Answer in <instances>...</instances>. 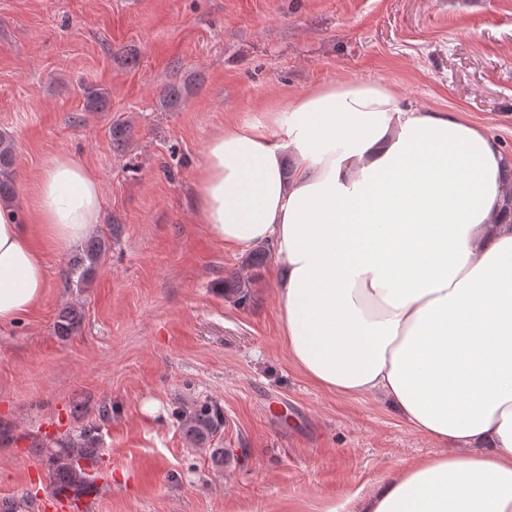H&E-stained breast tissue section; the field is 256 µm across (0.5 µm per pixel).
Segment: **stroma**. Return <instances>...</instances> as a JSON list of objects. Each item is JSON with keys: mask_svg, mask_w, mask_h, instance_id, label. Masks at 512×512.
I'll use <instances>...</instances> for the list:
<instances>
[{"mask_svg": "<svg viewBox=\"0 0 512 512\" xmlns=\"http://www.w3.org/2000/svg\"><path fill=\"white\" fill-rule=\"evenodd\" d=\"M379 80L405 105L459 111L512 157V0H0V135L11 202L33 239L35 185L67 156L103 192L107 249L82 288L80 248L46 251L48 286L0 324V503L51 493L33 438L93 428L97 512H328L405 464L444 453L377 396L321 390L291 362L268 257L240 306L225 278L248 250L207 234L193 185L227 120L319 85ZM107 92L88 109L81 87ZM186 92L173 107L161 95ZM126 128L114 141L113 125ZM79 303L76 333L57 336ZM210 399L224 430L192 449L178 411ZM15 152L12 141L0 136V201L8 203L15 196L13 166ZM82 320L81 307L71 304L64 307L55 322L57 336L68 337L77 332Z\"/></svg>", "mask_w": 512, "mask_h": 512, "instance_id": "obj_1", "label": "stroma"}]
</instances>
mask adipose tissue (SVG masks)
<instances>
[{
	"label": "adipose tissue",
	"mask_w": 512,
	"mask_h": 512,
	"mask_svg": "<svg viewBox=\"0 0 512 512\" xmlns=\"http://www.w3.org/2000/svg\"><path fill=\"white\" fill-rule=\"evenodd\" d=\"M510 166L485 128L404 106L384 82L318 86L207 147L202 221L226 249L273 245L291 361L326 391L383 397L448 448L345 512H512ZM34 210L67 251L100 223L101 186L57 157ZM47 286L42 252L0 206V323Z\"/></svg>",
	"instance_id": "ef3b65f1"
}]
</instances>
